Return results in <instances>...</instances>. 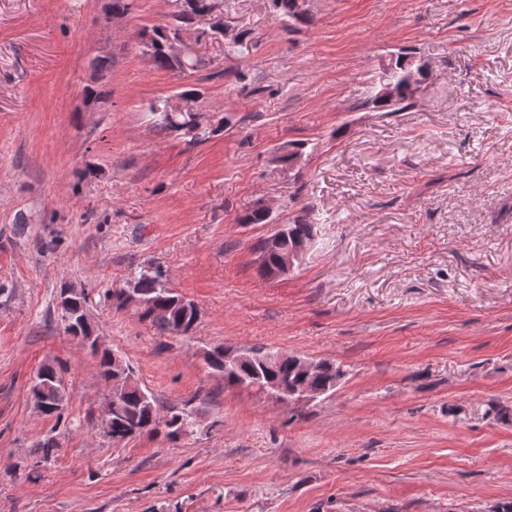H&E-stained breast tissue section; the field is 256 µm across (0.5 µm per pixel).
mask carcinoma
I'll return each mask as SVG.
<instances>
[{
    "instance_id": "cac0c4a2",
    "label": "carcinoma",
    "mask_w": 512,
    "mask_h": 512,
    "mask_svg": "<svg viewBox=\"0 0 512 512\" xmlns=\"http://www.w3.org/2000/svg\"><path fill=\"white\" fill-rule=\"evenodd\" d=\"M169 10L166 24L154 25L140 32L141 40L152 46V65L160 70L170 71L180 76L192 74L205 65V59L199 54L189 53L184 59L170 56L166 42L175 37L179 30L194 23L196 17L212 11L217 0H168ZM272 12L277 20L291 29L301 30L315 22L313 13L299 11L301 0H269ZM410 55L400 53L394 65L380 68L378 77L364 91L360 106L374 112H401L414 103L413 92L407 79L408 70L404 63ZM182 108H173L169 98H160L149 104L148 110L154 116L155 129L159 133L175 134L188 144L200 143L224 131L229 120L222 117L215 125L201 127L191 119V113L198 111L199 91L185 86L173 95ZM305 149L301 141H289L279 146L275 161L281 166L293 170L297 167ZM270 218L261 200L237 217L239 224H269ZM316 235L315 225L296 216L282 229L276 231L256 244L259 270L265 276L278 277L288 274L281 267L282 255L295 248L307 251L311 248ZM136 293L129 296L125 289L111 290L105 293L107 300L118 308L133 305L139 311V319L160 335H170L177 325H184L183 335L191 336L199 325L197 306L175 292L159 266L143 267L133 277ZM89 294L65 295L60 290L57 303L60 318L66 332L87 343L96 361L99 377L111 385L109 397L121 405V412L110 417L106 435L114 442H122L135 436L153 434L164 430L165 437L175 442L191 432L193 419L185 407L175 405L160 408L153 393L141 386L139 381H129L135 375L132 367L127 373L120 374L112 364V351L99 350L95 342L88 341L92 330L78 322L81 313L87 310ZM237 350L232 345H217L204 351V361L212 372L224 379L226 387L254 388L259 392L272 395L277 391L288 392V397L298 396V391L309 386L318 391L319 396L328 397L335 392L348 374V370L334 361L318 359L310 371L302 370L298 354H284V357L266 365L262 356L272 353L265 347L253 348L254 356L238 362L228 358ZM31 398L42 415L61 422L68 402L62 376L53 365H46L30 386ZM482 417L495 422H511L512 412L509 406L491 400L485 404Z\"/></svg>"
}]
</instances>
